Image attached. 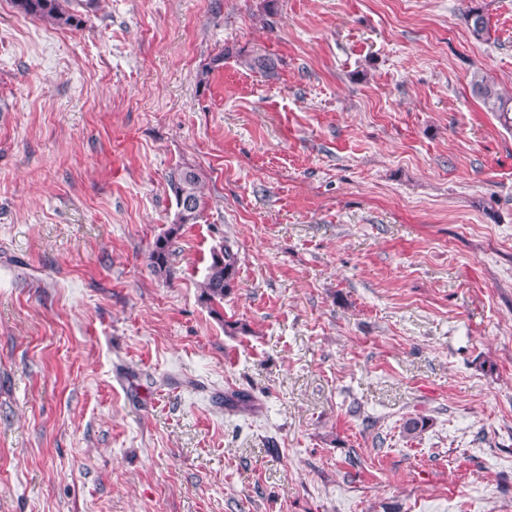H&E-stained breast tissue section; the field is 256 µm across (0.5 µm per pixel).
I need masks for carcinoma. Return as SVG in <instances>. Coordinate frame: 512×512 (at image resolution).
<instances>
[{
  "label": "carcinoma",
  "mask_w": 512,
  "mask_h": 512,
  "mask_svg": "<svg viewBox=\"0 0 512 512\" xmlns=\"http://www.w3.org/2000/svg\"><path fill=\"white\" fill-rule=\"evenodd\" d=\"M80 2L82 0H12L15 8L25 15L45 19L57 26L75 28L80 25L81 19L72 5ZM465 20L475 40L487 42L491 39L490 22L481 8H471ZM238 61L252 72L266 77L274 74L273 59L254 50L239 52ZM470 86L473 96L481 101L486 110L494 113L500 124L511 130L512 96L503 93L494 79L480 71L471 74ZM167 184L175 201V218L169 228L154 240L149 254L153 273L166 280L171 276L170 256L176 239L185 225L197 223L206 205L202 178L195 169L186 167L170 172ZM237 265L238 253L234 252L229 242L213 249L200 299L215 315L223 307L224 297L234 288Z\"/></svg>",
  "instance_id": "cac0c4a2"
}]
</instances>
